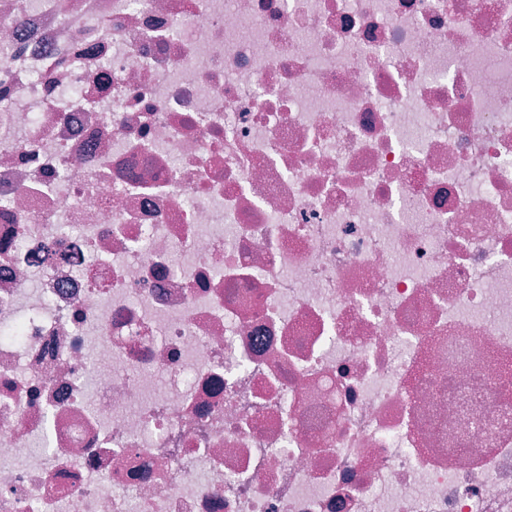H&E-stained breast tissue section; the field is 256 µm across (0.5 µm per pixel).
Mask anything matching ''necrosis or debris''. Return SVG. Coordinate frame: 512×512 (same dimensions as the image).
Here are the masks:
<instances>
[{"mask_svg": "<svg viewBox=\"0 0 512 512\" xmlns=\"http://www.w3.org/2000/svg\"><path fill=\"white\" fill-rule=\"evenodd\" d=\"M512 0H0V512H512Z\"/></svg>", "mask_w": 512, "mask_h": 512, "instance_id": "obj_1", "label": "necrosis or debris"}]
</instances>
